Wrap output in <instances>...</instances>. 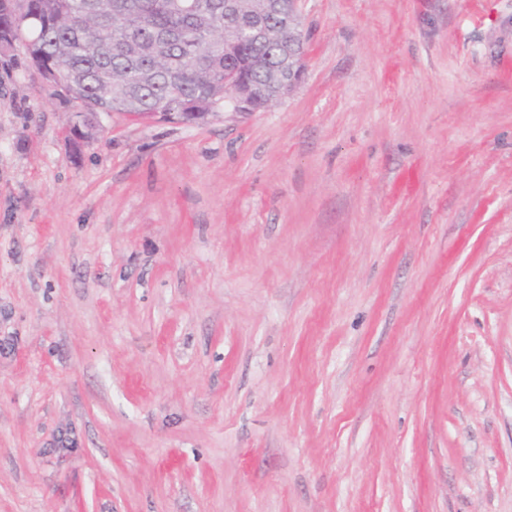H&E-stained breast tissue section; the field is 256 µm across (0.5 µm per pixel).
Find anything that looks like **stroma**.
<instances>
[{"instance_id": "1", "label": "stroma", "mask_w": 512, "mask_h": 512, "mask_svg": "<svg viewBox=\"0 0 512 512\" xmlns=\"http://www.w3.org/2000/svg\"><path fill=\"white\" fill-rule=\"evenodd\" d=\"M181 125L0 70V512H512V0H301Z\"/></svg>"}]
</instances>
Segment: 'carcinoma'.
<instances>
[{
	"mask_svg": "<svg viewBox=\"0 0 512 512\" xmlns=\"http://www.w3.org/2000/svg\"><path fill=\"white\" fill-rule=\"evenodd\" d=\"M0 0V58L18 45L53 95L71 105L73 125H99L103 114L166 121L207 112L224 99V71L270 83L288 34L271 23L260 41L224 52V0Z\"/></svg>",
	"mask_w": 512,
	"mask_h": 512,
	"instance_id": "obj_1",
	"label": "carcinoma"
}]
</instances>
